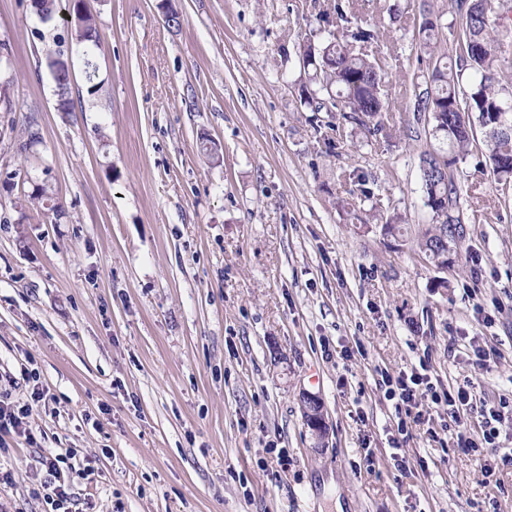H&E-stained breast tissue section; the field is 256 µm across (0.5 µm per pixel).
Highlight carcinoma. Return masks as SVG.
I'll return each instance as SVG.
<instances>
[{
    "mask_svg": "<svg viewBox=\"0 0 512 512\" xmlns=\"http://www.w3.org/2000/svg\"><path fill=\"white\" fill-rule=\"evenodd\" d=\"M60 0H30L37 19L48 23L59 12ZM70 38L81 51L85 78L93 84L96 67L91 56L98 46V24L81 0H69ZM356 0H335L333 11L319 15L321 40L299 44L303 69L312 70L300 84L301 102L312 112L329 106L344 123L329 126L332 135L325 146L333 153L344 138L358 135L366 142L405 136H425L431 143L419 154L425 204L433 213L431 226L421 233L416 246L434 266L445 268L448 254L460 255L452 225L461 223L459 160L473 153L483 158L505 192L512 186V75L504 60L512 53V38L504 34L501 0H450L456 23L452 42H447L445 9L424 3L420 9L417 66L405 70L395 56L378 50L383 33L362 22ZM58 111H72L73 78L60 58L51 59ZM413 107L414 123L394 121L395 110ZM483 147H478L477 143ZM363 223L382 225L385 234L404 236L399 217L388 215L374 194Z\"/></svg>",
    "mask_w": 512,
    "mask_h": 512,
    "instance_id": "obj_1",
    "label": "carcinoma"
}]
</instances>
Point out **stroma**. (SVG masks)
Here are the masks:
<instances>
[{
    "instance_id": "obj_1",
    "label": "stroma",
    "mask_w": 512,
    "mask_h": 512,
    "mask_svg": "<svg viewBox=\"0 0 512 512\" xmlns=\"http://www.w3.org/2000/svg\"><path fill=\"white\" fill-rule=\"evenodd\" d=\"M406 2L356 8L409 65L417 34L387 11ZM158 3L86 0L92 94L67 25L0 0V395L30 404L39 446L89 465L74 481L81 512H512L502 451L487 475L451 434L394 445L378 386L425 358L445 388L469 379L512 399V193L475 157L459 162L461 258L433 267L410 245L432 222L417 152L329 153L331 113L300 107L297 43L329 0H174L176 26ZM55 53L73 71L69 114ZM39 185L46 203H29ZM364 187L402 215L405 242L338 207ZM305 391L332 426L321 448ZM0 467V505L44 512L34 449L0 452ZM64 60L60 58L51 59L48 66L53 74L56 88L57 102L60 104L59 112H72V83L73 78L66 67L63 66Z\"/></svg>"
}]
</instances>
